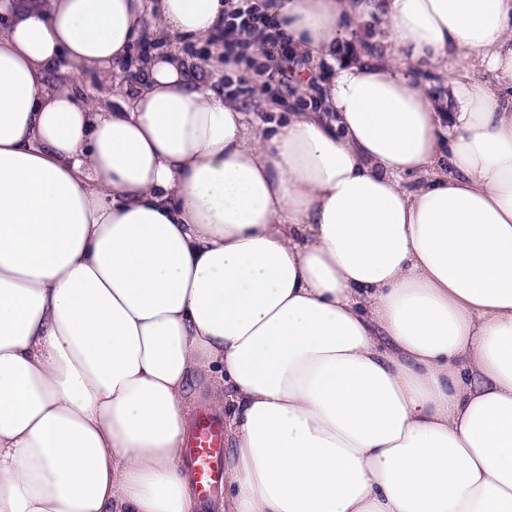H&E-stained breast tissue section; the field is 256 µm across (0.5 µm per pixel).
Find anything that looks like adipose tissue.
<instances>
[{
    "instance_id": "obj_1",
    "label": "adipose tissue",
    "mask_w": 512,
    "mask_h": 512,
    "mask_svg": "<svg viewBox=\"0 0 512 512\" xmlns=\"http://www.w3.org/2000/svg\"><path fill=\"white\" fill-rule=\"evenodd\" d=\"M225 2L0 0V512H194L195 375L229 512H512V0H277L263 122ZM234 2V3H233ZM231 3L230 9L224 11V63H234L237 66L256 67L258 73L264 78H260V84L255 82L257 77L252 69L244 67L226 66L225 74L229 73L233 78L224 76V86L227 91L242 90L252 87L251 91L238 92L236 98L249 106H263L261 103L255 104L254 100L262 99L263 103L280 110V112H289L301 109L308 104L312 92L302 95L304 101H299L296 97L301 90V84L295 77V71L290 66L285 68L283 63L295 64L296 68H301V64L291 59V48L288 44V38L280 33V23L276 16L265 11H260L253 0H228ZM259 32L262 39L260 54L271 62L276 64L272 68L269 65H257L253 56L248 54V48L251 46L249 39H228L232 35L252 36ZM231 81L228 87L227 80ZM270 93L260 91V87ZM275 95L280 98L272 97ZM187 397L191 400V413L190 419L194 416V413L200 405H206L210 407L215 412L224 416L225 421L227 420V411L224 410L223 407L217 408L214 403L211 401V388L204 384L202 381L198 382L197 380H193L188 384V393Z\"/></svg>"
}]
</instances>
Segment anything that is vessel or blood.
<instances>
[{
  "mask_svg": "<svg viewBox=\"0 0 512 512\" xmlns=\"http://www.w3.org/2000/svg\"><path fill=\"white\" fill-rule=\"evenodd\" d=\"M225 445L222 418L206 410L200 411L189 430L185 451L200 512H210L224 484Z\"/></svg>",
  "mask_w": 512,
  "mask_h": 512,
  "instance_id": "1",
  "label": "vessel or blood"
}]
</instances>
